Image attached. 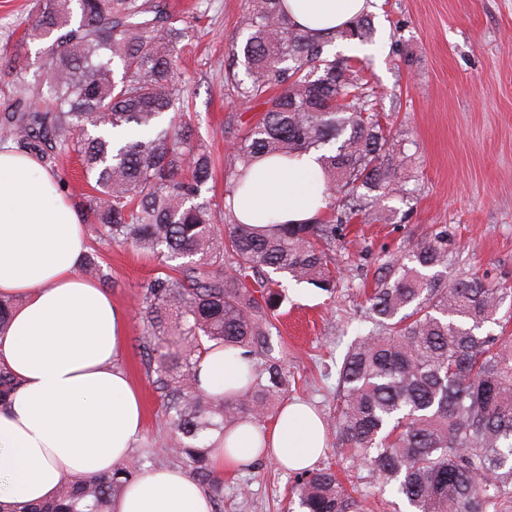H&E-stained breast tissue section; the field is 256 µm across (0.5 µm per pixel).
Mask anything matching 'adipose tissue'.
Here are the masks:
<instances>
[{"instance_id": "obj_1", "label": "adipose tissue", "mask_w": 512, "mask_h": 512, "mask_svg": "<svg viewBox=\"0 0 512 512\" xmlns=\"http://www.w3.org/2000/svg\"><path fill=\"white\" fill-rule=\"evenodd\" d=\"M372 0H288L298 27L324 36L350 24ZM321 169L304 155L261 165L246 191L224 199L243 223H309L325 205ZM86 228L37 156L0 146V296L18 298L0 333V363L19 386L0 410V501L54 497L66 474L110 472L128 457L144 426L142 399L115 362L127 315L80 276ZM247 361L239 351L207 350L197 364L208 396L235 394ZM326 451L325 425L307 403H286L272 428L248 423L218 440L216 471L273 459L302 471ZM209 493L183 471L156 468L132 484L114 512H212Z\"/></svg>"}]
</instances>
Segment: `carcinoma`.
Returning a JSON list of instances; mask_svg holds the SVG:
<instances>
[{
    "mask_svg": "<svg viewBox=\"0 0 512 512\" xmlns=\"http://www.w3.org/2000/svg\"><path fill=\"white\" fill-rule=\"evenodd\" d=\"M166 0H41L25 35L46 41L47 63L34 87L43 101L0 118V143L47 161L81 157L89 195L87 223L100 239L171 262L141 291L138 318L146 373L163 400L171 467L186 469L218 501L224 482L210 465L211 437L258 423L288 390V376L263 345L273 328L278 278L335 288L326 250L342 224L380 220V201L400 190L393 162L399 140L380 121L355 57L328 46L367 40L363 15L330 36L297 27L282 0H246L242 39L231 45L245 78L225 86L264 112L234 148L225 194L245 187L256 162L311 151L328 200L310 224H273L260 232L203 196L214 162L197 143L177 81L178 45L187 37ZM25 61L0 70L18 100L27 98ZM345 209L336 211V200ZM454 241L446 227L379 267L367 298L373 328L351 345L338 371L336 431L349 460L405 500L411 512H512V340L478 334L512 292L478 277L444 281ZM84 272L109 277L97 255ZM258 281L251 289L247 280ZM237 349L252 363L235 396L210 398L196 367L210 347ZM19 380L0 365V409ZM133 456L109 474L69 476L53 499L0 501V512H112L113 501L146 473ZM302 512H366L367 494L347 489L329 467L297 489Z\"/></svg>",
    "mask_w": 512,
    "mask_h": 512,
    "instance_id": "cac0c4a2",
    "label": "carcinoma"
}]
</instances>
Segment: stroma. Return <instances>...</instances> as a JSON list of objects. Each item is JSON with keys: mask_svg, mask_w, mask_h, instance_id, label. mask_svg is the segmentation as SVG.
Segmentation results:
<instances>
[{"mask_svg": "<svg viewBox=\"0 0 512 512\" xmlns=\"http://www.w3.org/2000/svg\"><path fill=\"white\" fill-rule=\"evenodd\" d=\"M172 11L203 17L188 31L179 80L192 99L198 138L215 161L208 199L223 205L231 147L262 114L224 91L245 0H169ZM37 0H0V68L15 54L28 62L25 80L42 69L43 44L23 39ZM374 33L368 42H336L330 51L355 56L363 77L379 94L377 107L402 139V191L386 199L383 218L352 220L330 253L333 293L307 283L286 282L275 311L270 355L288 374L289 398L310 401L321 413L328 448L318 466L347 469L350 480L369 482L365 468L346 467L336 452L337 368L351 342L369 329L367 289L380 264L404 257L432 229L446 226L455 246L442 276L475 274L512 288V0H373ZM75 156L51 166L65 198L83 210L90 190ZM110 280L113 303L128 315L116 361L138 388L144 427L132 446L152 444L161 464L170 429L161 399L145 373L136 317L137 297L160 272L157 260L129 246L90 240ZM221 512H288L299 473H286L264 458L248 469L222 473Z\"/></svg>", "mask_w": 512, "mask_h": 512, "instance_id": "35a3bbf8", "label": "stroma"}]
</instances>
